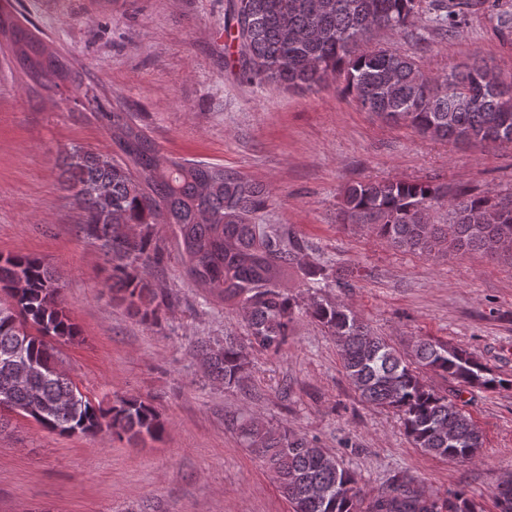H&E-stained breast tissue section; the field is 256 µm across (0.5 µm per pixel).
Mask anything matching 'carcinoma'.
<instances>
[{"mask_svg": "<svg viewBox=\"0 0 512 512\" xmlns=\"http://www.w3.org/2000/svg\"><path fill=\"white\" fill-rule=\"evenodd\" d=\"M233 0L225 27L233 30L243 79L288 90L311 88L332 74L358 104L419 134L455 144L512 146V86L501 85L474 62L435 79L408 54L366 47L376 30L407 29L419 0ZM483 0H442L436 22L450 29ZM0 39L19 69L46 90L65 89L75 107L89 111L110 133L122 161L73 147L62 172L81 211L80 232L111 257L113 297L145 323L159 321L160 304L147 270L161 261L150 249L157 224L176 226L193 279L247 309L250 347L277 352L288 336L296 302L280 289L285 269L302 245L254 222L270 191L240 174L203 161L165 158L134 113L102 96L91 80L30 29L20 24L12 0L0 3ZM448 206V223L432 224L427 211ZM340 221L370 228L389 246L412 253L481 250L512 257V195L490 198L466 190L448 194L432 180L353 182L341 190ZM305 275L316 287L329 282L325 266ZM0 413H17L61 435L107 428L122 441L159 440L166 425L143 400L121 398L105 408L82 395L56 368L47 338L69 342L77 330L59 299L57 280L36 257L0 256ZM308 313L327 328L343 368L362 401L390 409L413 445L435 457L472 460L483 434L446 395L430 389L385 339L373 335L354 311L318 295ZM211 374L231 386L247 370L248 352L232 339L202 347ZM422 368L473 388L493 390L503 381L468 351L430 339L416 341ZM244 443L262 454L277 475L293 512H441L405 471L395 473L368 505L357 480L313 442L265 426L259 418L236 422ZM448 512H480L462 491L448 497Z\"/></svg>", "mask_w": 512, "mask_h": 512, "instance_id": "1", "label": "carcinoma"}]
</instances>
